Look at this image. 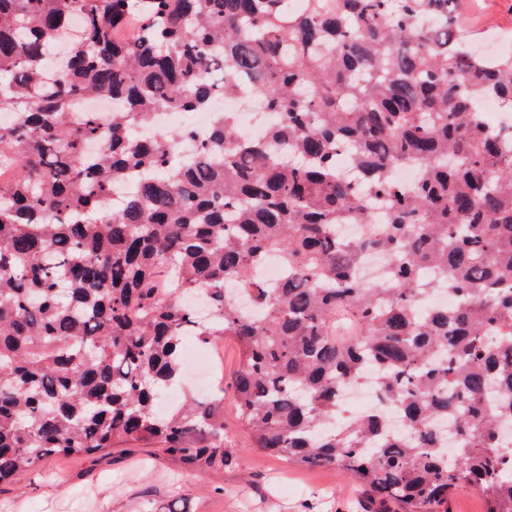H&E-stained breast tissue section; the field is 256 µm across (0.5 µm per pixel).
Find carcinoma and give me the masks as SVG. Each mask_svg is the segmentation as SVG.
Instances as JSON below:
<instances>
[{
  "label": "carcinoma",
  "instance_id": "carcinoma-1",
  "mask_svg": "<svg viewBox=\"0 0 512 512\" xmlns=\"http://www.w3.org/2000/svg\"><path fill=\"white\" fill-rule=\"evenodd\" d=\"M303 2L0 0V483L132 443L223 469L224 400L157 402L187 339L232 336L249 448L401 512H448L461 485L512 512V127L477 112L512 103V55L474 54L456 0ZM218 93L279 118L253 141L216 112L192 158L185 130L143 136ZM370 252L389 269L368 284ZM425 273L452 308L416 307ZM367 364L377 407L330 426Z\"/></svg>",
  "mask_w": 512,
  "mask_h": 512
}]
</instances>
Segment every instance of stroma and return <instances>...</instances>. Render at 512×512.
Masks as SVG:
<instances>
[{"mask_svg": "<svg viewBox=\"0 0 512 512\" xmlns=\"http://www.w3.org/2000/svg\"><path fill=\"white\" fill-rule=\"evenodd\" d=\"M462 27L478 50L512 52V0H465ZM205 380L185 375L174 401L208 398L232 381L238 347L232 337L210 347ZM223 470L201 473L182 460L129 444L93 457L53 456L17 481L0 484V512H399L365 495L334 468H301L247 449L232 390L224 392Z\"/></svg>", "mask_w": 512, "mask_h": 512, "instance_id": "obj_1", "label": "stroma"}]
</instances>
